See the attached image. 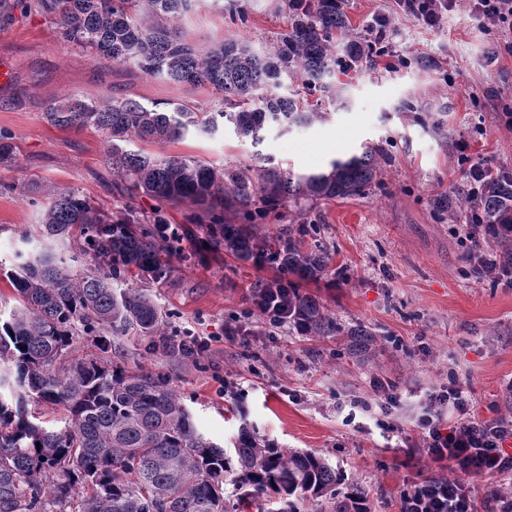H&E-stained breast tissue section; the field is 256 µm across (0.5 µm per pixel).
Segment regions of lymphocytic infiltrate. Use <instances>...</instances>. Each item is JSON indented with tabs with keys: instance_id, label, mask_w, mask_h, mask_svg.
<instances>
[{
	"instance_id": "f902f5d3",
	"label": "lymphocytic infiltrate",
	"mask_w": 512,
	"mask_h": 512,
	"mask_svg": "<svg viewBox=\"0 0 512 512\" xmlns=\"http://www.w3.org/2000/svg\"><path fill=\"white\" fill-rule=\"evenodd\" d=\"M455 11L466 12L482 27L506 35L505 48L512 52V0H395L393 15L375 17L371 26L373 41L389 45L393 16L437 29ZM424 408L419 426L425 452L433 461L447 463L451 475L424 485L420 492L405 500L402 512H474L465 478L512 471V453L505 448L512 439V416L471 422L469 399L453 381L428 394ZM447 412L456 416L450 427L443 422Z\"/></svg>"
}]
</instances>
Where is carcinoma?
Returning <instances> with one entry per match:
<instances>
[{
    "instance_id": "carcinoma-1",
    "label": "carcinoma",
    "mask_w": 512,
    "mask_h": 512,
    "mask_svg": "<svg viewBox=\"0 0 512 512\" xmlns=\"http://www.w3.org/2000/svg\"><path fill=\"white\" fill-rule=\"evenodd\" d=\"M195 2L0 0V31L39 13L60 40L87 53L221 94L235 111L203 112L190 102L161 110L115 98L102 108L69 96L50 104L45 116L59 128L108 132L104 162L126 191L203 207L205 216H193V223L215 228L228 254L267 259L284 276L316 281L331 256L321 244H305L306 213L377 186L379 147L365 145L325 171L296 174L270 158L260 166L219 168L123 144L160 145L190 133L212 135L227 124L255 145L268 124L323 121L328 113L319 102L336 96V73L371 62L368 40L354 32L336 0H307L303 9L282 0L290 24L273 49L260 53L233 39L200 49L175 25ZM287 80L302 81L320 97L311 103L278 93ZM287 202L296 225L273 239L260 220ZM431 207L441 221L470 213L478 240L490 246L512 234V173L489 176L475 198L439 195ZM161 212L141 218L126 209L114 216L73 189L56 192L42 215L43 242L7 273L18 306L0 323V512H245L261 509L272 493L277 512H297V501L325 496L334 500V512H367L358 487L336 498L342 474L324 458L285 453L247 426L228 451L196 428L167 378L108 357L112 337L132 332L153 338V349L168 347L148 286L112 287L134 269L151 279L168 274L154 229L165 223ZM288 312L310 335L340 331L291 280ZM79 336L92 338L100 354L78 355ZM32 403L62 407V426L37 417ZM228 475L237 490L232 504L224 498Z\"/></svg>"
}]
</instances>
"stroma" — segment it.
<instances>
[{"label":"stroma","instance_id":"1","mask_svg":"<svg viewBox=\"0 0 512 512\" xmlns=\"http://www.w3.org/2000/svg\"><path fill=\"white\" fill-rule=\"evenodd\" d=\"M247 24L232 22L221 0H200L178 26L193 45L225 38L271 47L289 19L280 0H241ZM391 47L407 58L392 68L385 59L338 75L335 99L323 102L329 118L304 126H266L259 144L242 142L232 128L150 145L160 156L194 157L214 166L258 164L273 158L296 173L322 170L361 144L388 154L382 184L367 195L322 204L311 214L315 237L332 260L316 282L303 283L340 326L334 336H311L288 325L271 330L253 312L256 284L279 274L225 253L208 227L190 223L191 202L167 206L181 234L180 252L165 255L167 277L150 292L172 335L211 337L199 361L148 349L144 336H121L122 362L167 377L184 397L200 432L231 448L241 423L283 450L321 455L342 471L338 487L359 486L368 512H401L405 497L427 480L447 476L444 464L422 448L418 418L427 393L456 376L472 401L471 421L512 411V287L478 277L464 225L437 220L432 199L462 185V158L485 159L512 171V54L503 37L477 26L466 13L428 30L394 18ZM499 48L497 60L488 50ZM0 59L14 71L0 89V130L10 132L15 161L0 165V311L14 306L6 277L18 253L38 244L41 212L56 190L74 189L90 201L148 215L157 203L129 194L104 164L106 132L62 129L44 116L55 100L76 95L106 106L127 98L219 109L207 87L145 76L59 40L34 14L0 32ZM444 124L435 132L434 121ZM469 141L461 151V141ZM242 335L225 336L227 326ZM369 330L362 353L349 349L348 332ZM395 386L397 408L386 410L377 384ZM395 433L382 430V422ZM476 512H498V496L512 498V471L468 478Z\"/></svg>","mask_w":512,"mask_h":512}]
</instances>
